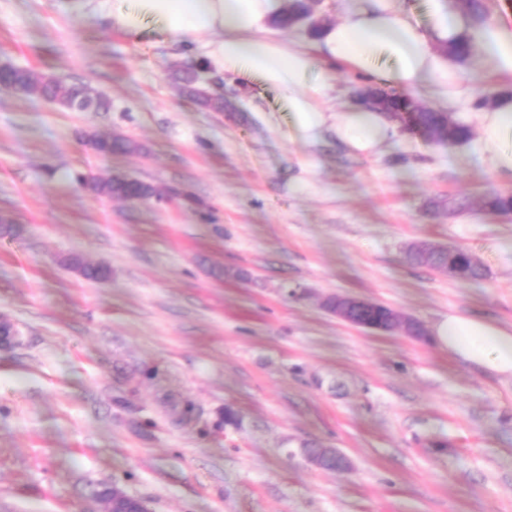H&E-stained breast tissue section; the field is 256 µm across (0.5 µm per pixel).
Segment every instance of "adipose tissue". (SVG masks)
<instances>
[{
    "instance_id": "1",
    "label": "adipose tissue",
    "mask_w": 512,
    "mask_h": 512,
    "mask_svg": "<svg viewBox=\"0 0 512 512\" xmlns=\"http://www.w3.org/2000/svg\"><path fill=\"white\" fill-rule=\"evenodd\" d=\"M429 2L434 33L397 14L391 0H356L345 20L323 32L311 50L287 46L276 37L271 0H131L127 7L97 0L96 8L125 33L137 34L147 23H157L170 40L200 44L225 73L256 76L279 89L303 138H315L329 125L350 149L371 153L393 134V125L382 112L360 105L328 119L316 98L330 87L333 75L319 69L318 60L341 61L359 72L379 71L387 83L405 89L425 83L447 86L453 72L433 43L453 41L467 24L447 0ZM474 38L491 69L512 73V27L490 26L475 31ZM478 145L495 173L512 176V98L493 100L482 112ZM433 338L461 363L512 375V333L489 321L451 315L436 323Z\"/></svg>"
}]
</instances>
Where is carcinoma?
Returning <instances> with one entry per match:
<instances>
[{"label": "carcinoma", "mask_w": 512, "mask_h": 512, "mask_svg": "<svg viewBox=\"0 0 512 512\" xmlns=\"http://www.w3.org/2000/svg\"><path fill=\"white\" fill-rule=\"evenodd\" d=\"M316 4L311 0H289L288 7L275 15L276 25L283 29L292 28L315 11ZM458 8L467 12L479 25L484 24L486 9L482 0H460ZM474 49V38L463 36L456 43L447 47L446 55L455 63L465 62ZM0 81L5 85H19L28 96H41L50 101H58L70 112H85L89 104L85 88L77 84H67L53 76H37L34 72L17 66H11L0 72ZM184 83V94L193 103L212 109L224 111V100L215 99L209 89L197 82L193 75L180 78ZM392 109L390 117L399 121L402 128L410 133H420L434 144H465L472 138L471 128L455 119L446 112H436L420 105L411 93H398L378 90ZM96 151L100 155L128 154L140 150L135 142L121 136H97L94 138ZM92 191L107 197L125 200L149 198L153 194L151 185L137 179L126 178L92 182ZM483 208L491 213L502 214L512 212V196L492 192L484 196ZM453 252L460 273V280L472 281L485 277V270L476 258L467 250L460 247L434 249L427 244L412 246L406 251L409 262L427 266L432 269H442L448 262V252ZM70 265L76 268L85 279L100 281L106 270L89 264L79 257L70 260Z\"/></svg>", "instance_id": "carcinoma-1"}]
</instances>
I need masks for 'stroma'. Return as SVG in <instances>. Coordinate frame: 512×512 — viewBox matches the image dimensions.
Wrapping results in <instances>:
<instances>
[{
    "label": "stroma",
    "instance_id": "obj_1",
    "mask_svg": "<svg viewBox=\"0 0 512 512\" xmlns=\"http://www.w3.org/2000/svg\"><path fill=\"white\" fill-rule=\"evenodd\" d=\"M85 84L107 112L0 91V512H105L116 485L149 512H512V377L456 361L433 338L374 334L328 312L342 294L424 330L456 314L512 330V191L477 142L405 132L370 154L330 131L301 139L286 99L217 69L155 25L129 36L74 0H0V62ZM318 99L345 111L382 79L331 63ZM196 71L225 109L188 101ZM426 107L477 126L483 86L512 74L480 53ZM88 135L140 152L101 156ZM121 173L157 192L109 198ZM453 197L462 210L436 208ZM461 247L485 267L465 283L405 258ZM109 267L102 282L65 260ZM191 402L182 419L172 401ZM232 410L237 424L224 421ZM345 470L311 464L308 443Z\"/></svg>",
    "mask_w": 512,
    "mask_h": 512
}]
</instances>
